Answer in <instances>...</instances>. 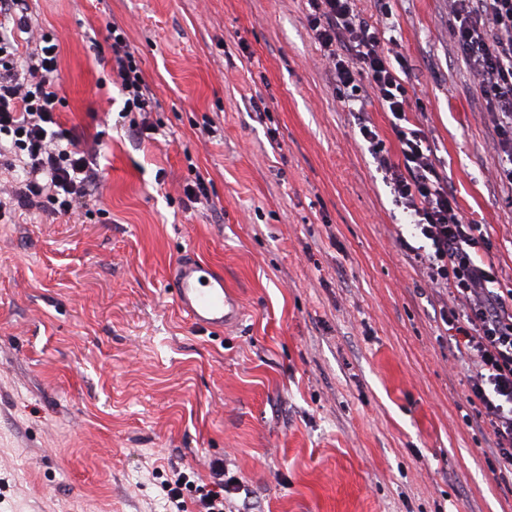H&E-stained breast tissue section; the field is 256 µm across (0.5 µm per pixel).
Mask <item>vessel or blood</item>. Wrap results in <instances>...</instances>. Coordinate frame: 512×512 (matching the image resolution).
<instances>
[{
  "label": "vessel or blood",
  "mask_w": 512,
  "mask_h": 512,
  "mask_svg": "<svg viewBox=\"0 0 512 512\" xmlns=\"http://www.w3.org/2000/svg\"><path fill=\"white\" fill-rule=\"evenodd\" d=\"M177 304L187 319L203 330H221L244 315L240 300L224 285V278L205 262L186 257L170 271Z\"/></svg>",
  "instance_id": "vessel-or-blood-1"
}]
</instances>
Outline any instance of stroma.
<instances>
[{"instance_id": "stroma-1", "label": "stroma", "mask_w": 512, "mask_h": 512, "mask_svg": "<svg viewBox=\"0 0 512 512\" xmlns=\"http://www.w3.org/2000/svg\"><path fill=\"white\" fill-rule=\"evenodd\" d=\"M29 6L59 38V121L95 148L101 184L78 219L0 221V512H169L173 472L202 485L216 461L242 486L226 512H512V477L465 418L448 296L402 243L306 0ZM390 6L359 2L392 30L422 103L412 118L512 280L497 116L448 0ZM113 21L159 103L139 141L111 81ZM186 255L223 273L236 326L180 313L169 269Z\"/></svg>"}]
</instances>
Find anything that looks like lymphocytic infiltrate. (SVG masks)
Returning <instances> with one entry per match:
<instances>
[{"label":"lymphocytic infiltrate","mask_w":512,"mask_h":512,"mask_svg":"<svg viewBox=\"0 0 512 512\" xmlns=\"http://www.w3.org/2000/svg\"><path fill=\"white\" fill-rule=\"evenodd\" d=\"M308 2V26L323 51L336 96L354 112L394 205L425 241L414 249V259L431 287L451 299L440 319L460 359L472 366L467 401L494 439L491 464L512 474V282L500 281L491 260L492 240L481 225L465 221L424 131L410 120L405 61L388 47L384 31L363 15L357 0ZM448 6L452 37L482 99L497 114V176L512 185V0H448ZM30 29L27 0H0V135L10 137L9 150L25 170L8 198H0V216L15 205L68 217L94 195L99 174L72 132L57 126L63 103L59 46L49 34L20 42V34ZM107 31L123 112L154 111L155 94L125 30L114 23ZM372 103L392 116L400 160H393L366 116ZM211 471V482L203 486L167 482V499L176 512H186L189 488L197 512H224L231 485L224 480L222 463H214Z\"/></svg>","instance_id":"f902f5d3"}]
</instances>
